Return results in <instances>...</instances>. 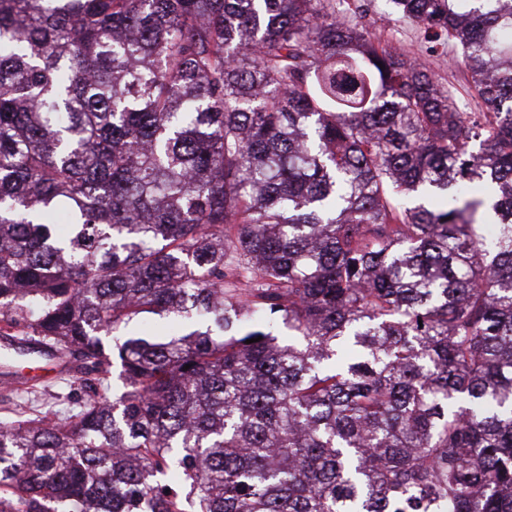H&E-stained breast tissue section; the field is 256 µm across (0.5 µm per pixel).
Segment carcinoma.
<instances>
[{"instance_id":"obj_1","label":"carcinoma","mask_w":512,"mask_h":512,"mask_svg":"<svg viewBox=\"0 0 512 512\" xmlns=\"http://www.w3.org/2000/svg\"><path fill=\"white\" fill-rule=\"evenodd\" d=\"M389 2L488 111L361 0H0V332L84 391L0 512H512V0ZM370 30L376 42L408 58L426 63L440 83L448 87L456 99L459 112H486L487 106L472 87L470 74L457 63L456 47L427 36L415 24L390 12L386 0H372Z\"/></svg>"}]
</instances>
